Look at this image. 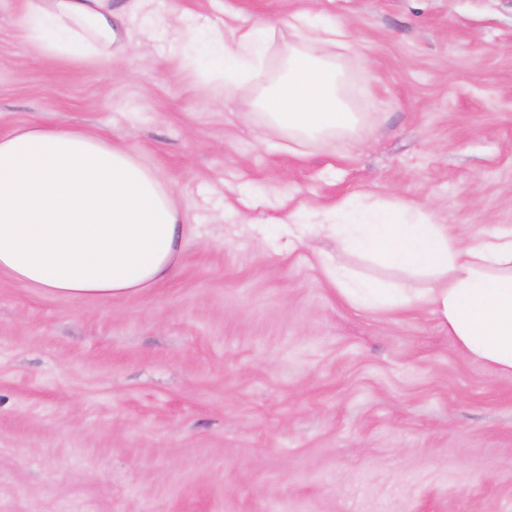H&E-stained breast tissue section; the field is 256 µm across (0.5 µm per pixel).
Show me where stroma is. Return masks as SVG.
I'll return each mask as SVG.
<instances>
[{
    "mask_svg": "<svg viewBox=\"0 0 512 512\" xmlns=\"http://www.w3.org/2000/svg\"><path fill=\"white\" fill-rule=\"evenodd\" d=\"M362 123L289 150L173 48L184 22L270 27L309 6ZM111 69L22 44L0 0V135L50 122L151 167L183 213L172 276L73 300L0 272V512H512V381L424 306L365 311L328 276L323 213L512 227V0H148Z\"/></svg>",
    "mask_w": 512,
    "mask_h": 512,
    "instance_id": "35a3bbf8",
    "label": "stroma"
}]
</instances>
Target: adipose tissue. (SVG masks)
Segmentation results:
<instances>
[{
  "label": "adipose tissue",
  "instance_id": "ef3b65f1",
  "mask_svg": "<svg viewBox=\"0 0 512 512\" xmlns=\"http://www.w3.org/2000/svg\"><path fill=\"white\" fill-rule=\"evenodd\" d=\"M138 7L139 0H20L19 26L47 58L108 66L113 48L132 47ZM291 26L298 40L275 76L263 65L261 29L230 46L213 27L190 24L183 60L206 59L204 79L229 91L251 81L254 107L292 142L354 132L362 116L326 52L345 43L344 25L311 9ZM325 220L339 253L433 280L422 294L404 283L382 288L336 263L331 272L347 301L367 310L426 304L473 360L512 380V230L462 241L423 210L350 200ZM181 223L153 171L106 138L49 123L0 136V271L22 285L71 299L137 295L170 276Z\"/></svg>",
  "mask_w": 512,
  "mask_h": 512
}]
</instances>
